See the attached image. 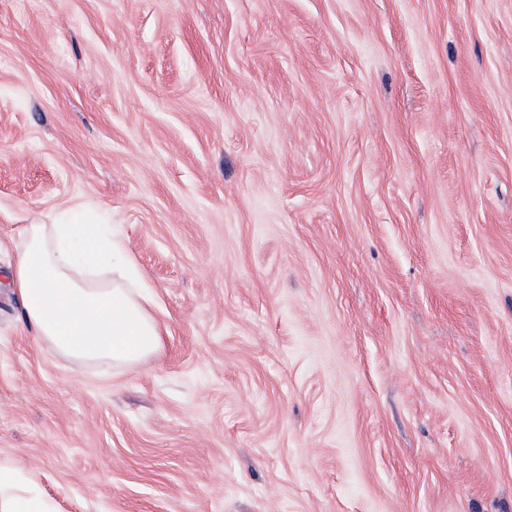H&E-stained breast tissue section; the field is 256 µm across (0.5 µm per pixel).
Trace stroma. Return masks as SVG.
Returning a JSON list of instances; mask_svg holds the SVG:
<instances>
[{
  "label": "stroma",
  "instance_id": "stroma-1",
  "mask_svg": "<svg viewBox=\"0 0 512 512\" xmlns=\"http://www.w3.org/2000/svg\"><path fill=\"white\" fill-rule=\"evenodd\" d=\"M79 203L132 369L9 283ZM0 459L56 512H512V0H0ZM88 210L21 224L10 284L38 340L79 363L134 367L161 352L166 329L125 244L83 224Z\"/></svg>",
  "mask_w": 512,
  "mask_h": 512
}]
</instances>
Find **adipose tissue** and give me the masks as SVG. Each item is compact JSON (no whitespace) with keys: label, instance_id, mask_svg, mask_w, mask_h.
Listing matches in <instances>:
<instances>
[{"label":"adipose tissue","instance_id":"adipose-tissue-1","mask_svg":"<svg viewBox=\"0 0 512 512\" xmlns=\"http://www.w3.org/2000/svg\"><path fill=\"white\" fill-rule=\"evenodd\" d=\"M29 219L17 231L10 284L41 342L83 364L133 367L163 348L165 328L125 244L85 221ZM0 512H52L12 462L0 460Z\"/></svg>","mask_w":512,"mask_h":512}]
</instances>
